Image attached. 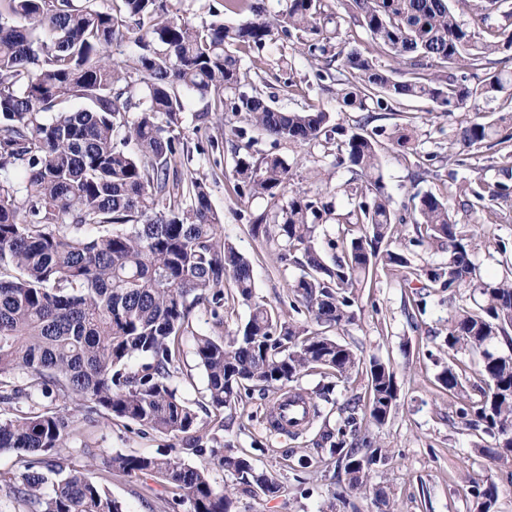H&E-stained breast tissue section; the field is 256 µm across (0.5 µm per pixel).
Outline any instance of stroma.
Instances as JSON below:
<instances>
[{
	"label": "stroma",
	"instance_id": "obj_1",
	"mask_svg": "<svg viewBox=\"0 0 512 512\" xmlns=\"http://www.w3.org/2000/svg\"><path fill=\"white\" fill-rule=\"evenodd\" d=\"M241 65L247 77L242 92L258 88L270 96L275 107L285 111L320 104L330 113V123L350 129L358 125L361 113L342 112L334 94L320 91L315 74L321 63L299 51L292 40L280 37L260 53L239 49ZM182 126L190 144L203 146L194 154L191 172L211 178L210 199L213 208L224 215V238L251 262L256 300L288 312V282L300 273L297 265H283L275 241L254 237L251 225L260 214L275 215L287 206V198L278 204L241 194L233 176L237 158H260L266 154L282 156L291 167V182L309 194L319 195L331 207L316 227V242L325 261L335 252L329 246L339 234L334 217L346 213L348 199L341 186L350 173L337 165L333 154L318 145H291L247 129L245 138L233 135L238 121L231 112H215L214 103L194 95L183 98ZM467 113L448 114L430 101H412L400 112L379 113L377 123L386 129L401 126L412 134L420 159L410 164L390 144L382 141L379 150L380 173L393 207H400L414 193L445 195L452 180L507 181L495 149L483 146L466 148L457 143L455 132ZM495 232L508 247L507 254L480 251L474 258L478 278L491 281L501 276L506 262L512 261V215L500 219ZM407 289L390 275L378 274L371 288L361 295L362 312L356 325L339 332L340 341L349 343L363 360L377 358L391 362L400 389L399 406L392 420L377 429L376 436L390 451L386 465L371 474L373 488L384 487L395 512H476L470 494L472 481L495 484L496 500L491 512H512V464L490 465L482 450L491 446L492 437L483 428L465 425L454 417V406L447 389L437 381L448 360L444 337L448 328V304L473 309L478 296L472 290L461 291L456 299L447 292L432 289L425 314L409 317L405 306ZM249 309L242 301L229 302L224 311V325L213 329L204 307L191 315L192 334L182 338L181 369L174 379L180 396L190 405L201 401L206 377L195 354V334L219 331L229 337L245 322ZM274 393H253L231 409L225 410L223 422L213 421L200 412L202 430L198 453H184L185 442L176 435L141 433L128 421L95 422L84 420L80 405L51 396L43 404L48 409L81 420V431L70 439L65 456L70 467L81 468L88 457H95L97 472L108 477L112 497L123 503L126 512H192L189 503L175 499L168 486L157 478L112 472V455H181L183 461L208 470L212 482L230 488L233 479L213 467L210 448L223 446L225 453L251 455L255 468L276 475L284 486L276 496L235 493L234 512H321L339 484L345 483L343 468L324 471L304 469L301 456L314 448V432L293 438L273 436L266 430L265 415ZM371 492L349 494L336 503V512H380Z\"/></svg>",
	"mask_w": 512,
	"mask_h": 512
}]
</instances>
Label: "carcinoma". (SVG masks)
<instances>
[{"label":"carcinoma","instance_id":"obj_1","mask_svg":"<svg viewBox=\"0 0 512 512\" xmlns=\"http://www.w3.org/2000/svg\"><path fill=\"white\" fill-rule=\"evenodd\" d=\"M499 0H480L470 22H460L452 0H340L370 43L342 30L324 0H285L270 14L256 0H224V10L250 16L237 25L222 20L195 23L169 14L167 0H113L102 11L96 0H0V452L17 456L20 476L0 473V495L23 512H123L112 499L94 460L66 469L60 451L79 432L77 420L45 408L55 394L94 414L138 424L144 433L189 436L198 430L195 409L173 384L180 370V339L191 332L190 315L202 305L217 327L224 325V286L238 298L253 297L250 261L222 234L223 217L212 207L208 176L182 175L191 160L180 114L178 89L224 106L245 73L232 47L262 50L283 32L322 59L316 73L336 86L341 112H366L365 121L343 140L329 127L330 113L311 104L302 111L273 107L260 90L237 93L230 111L244 115L259 132L294 145L332 146L339 164L352 173L344 192L346 215L332 243L341 256L325 263L315 243V224L328 204L293 188L289 164L278 155L253 163L238 160L235 177L254 196L276 202L290 193L274 227L261 214L254 236L272 238L280 260L301 273L288 283L290 309L305 321L284 320L266 304L251 306L239 332L198 335L195 353L207 378L198 402L214 417L252 391H282L299 378L321 374L330 382L311 393L292 388L309 405L336 409V425L323 423L318 452L305 467L344 466L347 487L361 492L372 466L388 450L370 429L390 421L399 388L394 367L372 358L361 361L347 343L326 332L358 320L360 292L384 272L407 285L422 277L423 288L448 290V301L471 285L474 253L506 244L493 233L463 231L451 209L454 193L500 216L493 205L512 201L503 182L464 181L439 198L418 193L394 212L379 174L378 137L386 134L406 160L418 158L410 138L396 127L367 125L372 113L391 104L428 99L448 113L475 117L456 131L467 147L512 140L480 105L503 99L512 108V71L491 69V56L512 52V28L491 23ZM131 39L140 52L117 61L112 47ZM384 53L405 66L401 73L378 64ZM440 73L426 72L431 64ZM400 77H395V74ZM81 101L78 107L72 106ZM136 118L129 119V113ZM416 236L406 233L407 222ZM428 246L447 261L419 270L409 251ZM301 257H296V253ZM478 309L457 307L448 314V365L439 383L458 404L455 414L469 426L484 425L495 438L493 461L512 457V275L479 287ZM316 328H311L310 324ZM462 351L481 360L468 367ZM140 360L137 367L131 361ZM480 385L476 401L463 375ZM366 384L349 389L358 375ZM346 391L331 398L335 386ZM217 466L242 491L276 496L282 484L255 471L246 453L211 449ZM111 468L153 475L171 487L192 512H231L228 491L205 470L175 457L115 454ZM480 512H490L495 486H473Z\"/></svg>","mask_w":512,"mask_h":512}]
</instances>
